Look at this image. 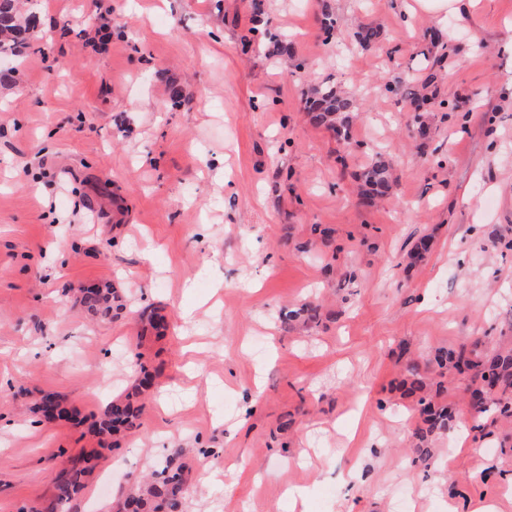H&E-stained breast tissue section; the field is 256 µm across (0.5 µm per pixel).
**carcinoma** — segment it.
Listing matches in <instances>:
<instances>
[{
  "mask_svg": "<svg viewBox=\"0 0 512 512\" xmlns=\"http://www.w3.org/2000/svg\"><path fill=\"white\" fill-rule=\"evenodd\" d=\"M15 0H0V34L11 35L8 41L0 42V54L8 51L15 53L19 44L21 30L15 25ZM380 31L376 28L361 26L353 32L356 43L368 47L378 41ZM433 77L424 80L415 78L399 87L401 96L411 103H416L426 95L424 91L430 88ZM308 113L313 122L333 129L340 136H348L351 121V101L333 85L322 84L314 89L313 97L306 101ZM363 180L370 192L383 194L391 187V165L378 157L363 172ZM79 303L87 311L103 318H112L119 311L126 309L122 297L112 288L89 287L80 289ZM457 369L467 367L476 370L475 377L481 386L472 389L474 393L483 395V404L478 409L486 413L492 409L503 413L512 412V350L499 351L491 358L483 361H469L463 354L439 349L428 361V366L439 371L448 366ZM407 373L413 378L412 388L422 393L418 400L419 416L422 427L418 429L420 438L428 433L448 428L451 412L448 406L439 401L441 391L425 392L420 381V365L409 360L406 364ZM141 376L124 396L110 400L99 412L92 427L102 444H109L117 435L136 427L138 408L134 407L132 398L144 389L152 386V375L146 369H140ZM61 406L58 413L48 417L50 421H67L79 424L81 420L71 411L62 407V401L55 395L47 393L40 397L35 404V410L43 413ZM181 451L177 450L165 459L164 465L152 472L151 476L133 491L125 494L112 507V512H126L129 505L134 504L139 512H182L186 491L185 468L180 458ZM87 459L73 456L65 467L58 470L53 479L54 494L43 506V512H65V508L73 507L79 491L82 488L83 477L87 473Z\"/></svg>",
  "mask_w": 512,
  "mask_h": 512,
  "instance_id": "1",
  "label": "carcinoma"
}]
</instances>
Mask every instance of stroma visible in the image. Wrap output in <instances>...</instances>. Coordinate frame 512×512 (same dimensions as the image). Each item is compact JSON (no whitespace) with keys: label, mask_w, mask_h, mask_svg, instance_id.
Returning <instances> with one entry per match:
<instances>
[{"label":"stroma","mask_w":512,"mask_h":512,"mask_svg":"<svg viewBox=\"0 0 512 512\" xmlns=\"http://www.w3.org/2000/svg\"><path fill=\"white\" fill-rule=\"evenodd\" d=\"M257 7L287 54L242 45ZM104 19L100 51L85 38ZM16 22L28 47L0 59V512L41 506L90 452L74 512H107L178 448L187 512H290L292 487L307 512H394L403 487L410 512H512V417L486 413L480 453L460 451L469 379L424 369L453 418L420 443L405 370L440 347L512 348V0L459 16L432 0H20ZM360 25L379 40L355 44ZM426 56L438 93L413 104L396 89ZM328 76L354 102L346 141L305 110ZM378 151L393 188L370 200L359 175ZM104 283L128 297L110 321L73 294ZM308 302L318 322L282 324ZM143 368L154 385L119 448L32 410L51 392L92 417Z\"/></svg>","instance_id":"35a3bbf8"}]
</instances>
